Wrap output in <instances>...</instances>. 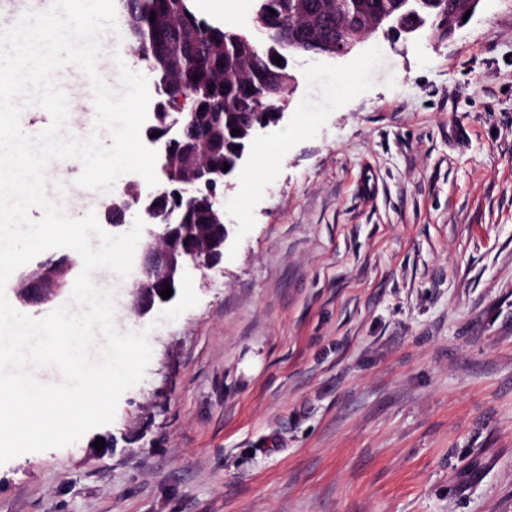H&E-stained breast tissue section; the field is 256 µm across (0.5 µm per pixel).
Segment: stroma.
<instances>
[{"label":"stroma","instance_id":"35a3bbf8","mask_svg":"<svg viewBox=\"0 0 512 512\" xmlns=\"http://www.w3.org/2000/svg\"><path fill=\"white\" fill-rule=\"evenodd\" d=\"M290 71L197 305L115 289L143 379L0 512H512V0Z\"/></svg>","mask_w":512,"mask_h":512}]
</instances>
